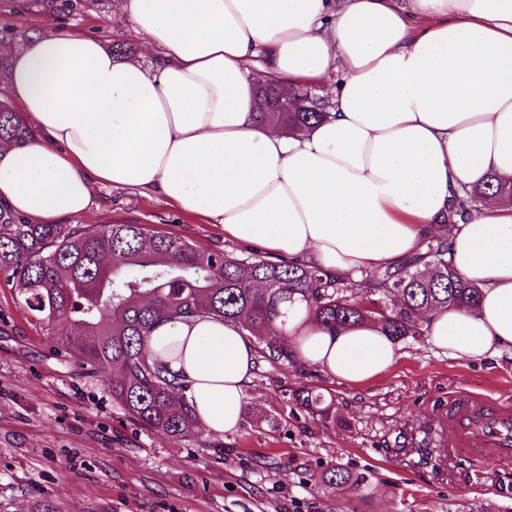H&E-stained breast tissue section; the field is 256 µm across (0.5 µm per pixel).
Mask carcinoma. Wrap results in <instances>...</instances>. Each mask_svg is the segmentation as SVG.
<instances>
[{"instance_id":"carcinoma-1","label":"carcinoma","mask_w":512,"mask_h":512,"mask_svg":"<svg viewBox=\"0 0 512 512\" xmlns=\"http://www.w3.org/2000/svg\"><path fill=\"white\" fill-rule=\"evenodd\" d=\"M256 99L266 105L258 110L261 120L288 130L326 116L321 107L287 103L270 79L256 85ZM31 136L12 105L0 100V139ZM489 195L511 200L512 185L492 175L464 191L448 211V225L472 215ZM448 251V238L433 236L421 255L352 281L304 263L201 251L183 237L149 235L139 224H31L0 208V275L49 326L56 355L88 376L105 372L112 400L132 420L176 440L192 436L196 422L168 370L146 354L145 339L157 322L196 316L237 322L275 364L294 359L296 341L286 323L300 301L325 327L376 319L393 340L414 339L425 335L438 309L478 311L480 288L454 269ZM318 482L359 486L337 466L323 470Z\"/></svg>"}]
</instances>
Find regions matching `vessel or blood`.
Wrapping results in <instances>:
<instances>
[{
    "mask_svg": "<svg viewBox=\"0 0 512 512\" xmlns=\"http://www.w3.org/2000/svg\"><path fill=\"white\" fill-rule=\"evenodd\" d=\"M461 446L481 449L494 463L512 460V397L487 398L468 391L448 397L444 417Z\"/></svg>",
    "mask_w": 512,
    "mask_h": 512,
    "instance_id": "obj_1",
    "label": "vessel or blood"
}]
</instances>
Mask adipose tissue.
I'll use <instances>...</instances> for the list:
<instances>
[{
    "label": "adipose tissue",
    "mask_w": 512,
    "mask_h": 512,
    "mask_svg": "<svg viewBox=\"0 0 512 512\" xmlns=\"http://www.w3.org/2000/svg\"><path fill=\"white\" fill-rule=\"evenodd\" d=\"M150 66L93 34L5 47L0 97L35 139L0 145V206L35 224L87 213L95 186L156 194L226 239L356 276L448 233L478 314L433 312L427 341L452 358L512 349V201L494 196L443 229L454 194L512 180V0H121ZM284 91L335 77L324 120L259 122L254 76ZM298 363L360 384L399 357L374 320L327 329L289 315ZM150 359L176 375L209 435L243 422L253 342L210 317L159 323Z\"/></svg>",
    "instance_id": "1"
}]
</instances>
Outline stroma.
Segmentation results:
<instances>
[{
  "instance_id": "1",
  "label": "stroma",
  "mask_w": 512,
  "mask_h": 512,
  "mask_svg": "<svg viewBox=\"0 0 512 512\" xmlns=\"http://www.w3.org/2000/svg\"><path fill=\"white\" fill-rule=\"evenodd\" d=\"M60 30L133 45L135 61H150L120 0H0V43ZM80 221L140 224L234 257L263 253L156 195L100 188ZM399 353L383 378L358 385L258 359L240 428L177 441L129 418L107 374L61 362L45 324L1 275L0 512L43 502L55 512H512V464L451 454L439 414L459 388L512 394V351L453 359L422 337L401 341ZM302 387L328 412L296 406ZM334 465L358 476L361 490L317 484Z\"/></svg>"
}]
</instances>
